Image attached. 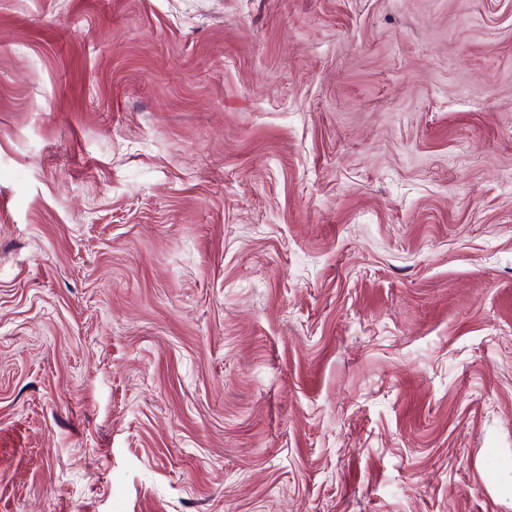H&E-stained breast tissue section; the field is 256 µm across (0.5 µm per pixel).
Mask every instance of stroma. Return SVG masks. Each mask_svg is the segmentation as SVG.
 Listing matches in <instances>:
<instances>
[{
    "label": "stroma",
    "instance_id": "1",
    "mask_svg": "<svg viewBox=\"0 0 512 512\" xmlns=\"http://www.w3.org/2000/svg\"><path fill=\"white\" fill-rule=\"evenodd\" d=\"M512 0H0V512H512Z\"/></svg>",
    "mask_w": 512,
    "mask_h": 512
}]
</instances>
